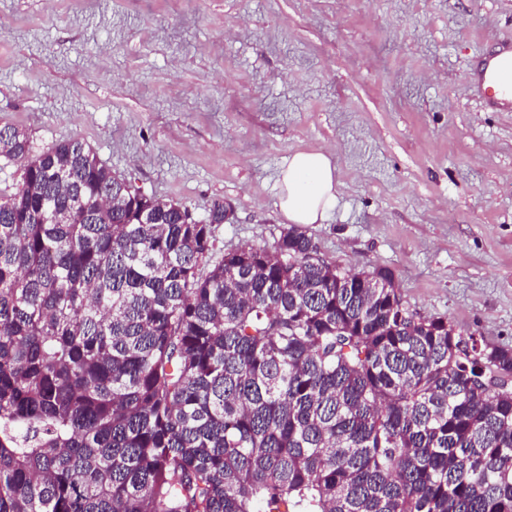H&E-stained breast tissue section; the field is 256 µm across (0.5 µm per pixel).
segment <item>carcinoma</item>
<instances>
[{
    "mask_svg": "<svg viewBox=\"0 0 512 512\" xmlns=\"http://www.w3.org/2000/svg\"><path fill=\"white\" fill-rule=\"evenodd\" d=\"M0 158V512H512V348L295 227L218 258L224 203L78 139ZM21 183V170L19 165L0 160V191L10 194L15 192Z\"/></svg>",
    "mask_w": 512,
    "mask_h": 512,
    "instance_id": "1",
    "label": "carcinoma"
}]
</instances>
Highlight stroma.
Segmentation results:
<instances>
[{
  "mask_svg": "<svg viewBox=\"0 0 512 512\" xmlns=\"http://www.w3.org/2000/svg\"><path fill=\"white\" fill-rule=\"evenodd\" d=\"M504 40L512 0H0V128L198 218L225 202L224 251L273 249L283 166L327 151L319 254L512 348V112L469 87Z\"/></svg>",
  "mask_w": 512,
  "mask_h": 512,
  "instance_id": "1",
  "label": "stroma"
}]
</instances>
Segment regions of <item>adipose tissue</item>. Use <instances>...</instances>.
I'll return each mask as SVG.
<instances>
[{"instance_id": "1", "label": "adipose tissue", "mask_w": 512, "mask_h": 512, "mask_svg": "<svg viewBox=\"0 0 512 512\" xmlns=\"http://www.w3.org/2000/svg\"><path fill=\"white\" fill-rule=\"evenodd\" d=\"M337 185L329 153L295 152L281 175L280 211L291 224L321 223L336 202Z\"/></svg>"}]
</instances>
